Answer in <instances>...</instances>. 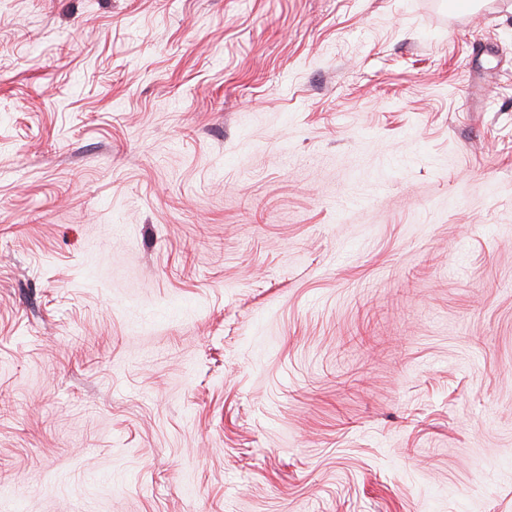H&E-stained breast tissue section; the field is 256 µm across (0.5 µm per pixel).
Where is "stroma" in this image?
Masks as SVG:
<instances>
[{"label": "stroma", "instance_id": "1", "mask_svg": "<svg viewBox=\"0 0 512 512\" xmlns=\"http://www.w3.org/2000/svg\"><path fill=\"white\" fill-rule=\"evenodd\" d=\"M0 512H512V0H0Z\"/></svg>", "mask_w": 512, "mask_h": 512}]
</instances>
